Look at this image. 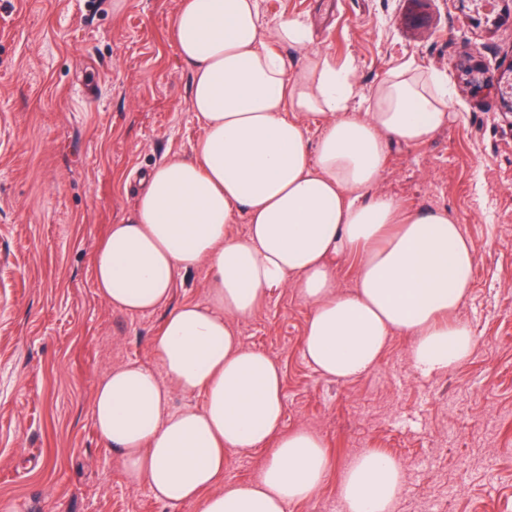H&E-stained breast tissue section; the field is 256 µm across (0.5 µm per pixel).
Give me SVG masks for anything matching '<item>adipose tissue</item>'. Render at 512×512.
Here are the masks:
<instances>
[{"label": "adipose tissue", "mask_w": 512, "mask_h": 512, "mask_svg": "<svg viewBox=\"0 0 512 512\" xmlns=\"http://www.w3.org/2000/svg\"><path fill=\"white\" fill-rule=\"evenodd\" d=\"M172 35L193 68L190 107L202 129L193 156L154 166L93 259L98 295L129 314L166 309L161 371L136 362L96 384L93 424L132 482L201 512H288L336 479L343 512H393L401 463L372 450L332 473L325 439L284 430L283 370L246 345L238 321L288 287L311 308L302 354L351 381L409 338L414 372L466 365L476 338L458 316L477 250L444 207L411 210L377 192L392 145L417 146L450 118L448 84L407 62L370 89L353 63L312 47L307 19L265 24L260 0H179ZM304 49L289 68L270 41ZM316 120L309 137L306 120ZM245 221V236L229 227ZM353 259L352 288L332 263ZM207 267V299L170 306L178 273ZM200 394L173 408V392ZM267 450L257 476L224 479L227 454Z\"/></svg>", "instance_id": "1"}]
</instances>
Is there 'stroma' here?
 Instances as JSON below:
<instances>
[{"instance_id":"35a3bbf8","label":"stroma","mask_w":512,"mask_h":512,"mask_svg":"<svg viewBox=\"0 0 512 512\" xmlns=\"http://www.w3.org/2000/svg\"><path fill=\"white\" fill-rule=\"evenodd\" d=\"M177 0H0V512H200L131 483L97 435L95 381L112 366L160 369L164 311L126 314L97 293L92 256L133 208L144 173L189 156L202 130L192 72L177 54ZM275 23L300 16L314 48L355 61L370 89L411 61L443 77L448 126L391 147L378 191L410 209L444 206L477 246L460 310L476 347L422 377L395 338L352 382L302 357L310 308L278 288L237 328L284 373L285 428L321 434L333 469L385 450L406 480L394 512H512V111L462 72L512 69V24L458 0H261ZM422 20L411 27L406 17ZM96 80V98L81 84Z\"/></svg>"}]
</instances>
